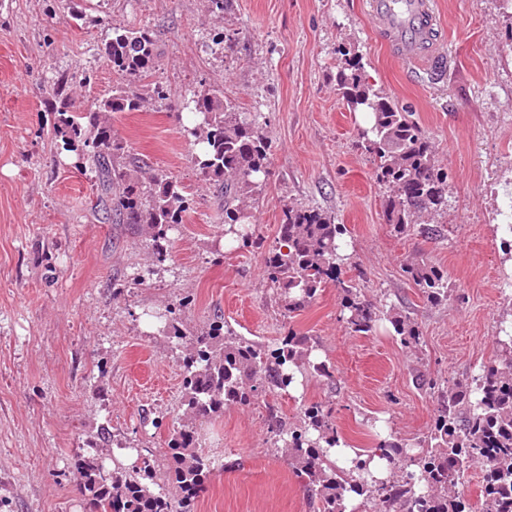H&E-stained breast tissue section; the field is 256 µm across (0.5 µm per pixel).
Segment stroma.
Instances as JSON below:
<instances>
[{"label": "stroma", "instance_id": "obj_1", "mask_svg": "<svg viewBox=\"0 0 512 512\" xmlns=\"http://www.w3.org/2000/svg\"><path fill=\"white\" fill-rule=\"evenodd\" d=\"M447 43L445 77L399 63L379 41L365 0H0V512H90L74 458L108 426L118 464L129 449L164 459L179 427L181 351L147 312L191 296L185 331L222 317L237 335L274 349L288 332L311 336L337 385L313 377L287 394H262L197 421L199 444L219 461L195 512H314L266 421L275 406L297 421L310 402L334 407L348 447L368 452L373 426L417 441L434 402L413 375L458 379L489 365L501 318L512 315V261L501 249V210L512 183V8L504 0H435ZM150 25L159 62L146 83L166 100L115 119L135 154L187 186L195 208L156 261L148 238L106 220L91 166L75 168L53 137L46 87L72 80L74 111L108 95L116 74L102 55L116 26ZM228 40L208 48L210 35ZM359 56L375 89L412 112L448 173L442 234L394 236L365 127L337 90L338 47ZM223 86L253 113L272 145L270 175L250 202L258 243L224 245V213L199 180L183 132L190 90ZM346 225L342 276L367 297L405 311L423 337L403 348L390 324L350 334L334 286L288 314L264 271L286 203ZM421 255L447 267V302H426L402 268Z\"/></svg>", "mask_w": 512, "mask_h": 512}]
</instances>
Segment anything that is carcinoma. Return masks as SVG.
Wrapping results in <instances>:
<instances>
[{"mask_svg":"<svg viewBox=\"0 0 512 512\" xmlns=\"http://www.w3.org/2000/svg\"><path fill=\"white\" fill-rule=\"evenodd\" d=\"M336 53L343 57L338 76L343 96L352 109L371 115L369 127L361 132L362 147L372 155L376 182L387 193L385 224L397 236H439L438 227L420 224L417 217L448 207V173L436 163L411 114L366 82L359 57L342 48ZM103 56L121 82L112 87V95L96 100L85 112L71 110L68 75L51 81L53 134L77 160L91 159L97 198L112 223L146 231L153 255L162 262L168 233L193 209L194 196L175 176L132 153L112 127L116 114L139 112L152 101L167 99L160 84L135 86L158 63L155 33L147 27H115ZM187 105L199 117L187 130L200 145L192 161L202 180L223 198L224 235L240 248L254 245L246 231L251 213L239 201L255 195L269 176L271 144L217 86L190 91ZM346 233L345 225L320 209L284 205L277 246L266 261L270 288L292 314L332 282L341 295L349 332L368 335L387 322L404 348L418 350L421 333L409 315L367 298L358 283L341 278V267L349 260L341 253ZM403 273L427 302L448 300V271L442 267L421 259L407 263ZM190 304L192 300L183 297L156 313L158 330L185 338L176 311ZM495 340L499 361L463 381L441 388L426 375H415L419 389L435 401L432 423L416 441V452L412 444L388 438L379 441L367 459L358 455L351 466L340 467L328 454V449L344 444L330 408L313 402L290 423L268 407L273 445L284 448L294 462L315 512H347L352 496L370 512H470L460 486L474 466L482 472L483 512H512V336ZM316 350L311 337L290 331L269 351L216 320L192 334L186 345L182 405L192 419L213 417L227 405L252 404L266 390L286 392L295 373L310 370L336 385L329 366L311 359ZM110 438L109 429L101 427L97 441L89 444L90 454L76 463L78 487L92 512H192L216 464L197 447L193 423L182 424L168 442L169 463L160 483L147 457L128 467L104 468L100 448ZM375 457L399 475L387 481L366 479L367 463Z\"/></svg>","mask_w":512,"mask_h":512,"instance_id":"obj_1","label":"carcinoma"}]
</instances>
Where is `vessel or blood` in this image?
<instances>
[{"mask_svg":"<svg viewBox=\"0 0 512 512\" xmlns=\"http://www.w3.org/2000/svg\"><path fill=\"white\" fill-rule=\"evenodd\" d=\"M366 10L399 60L425 59L435 70L444 65L434 0H366Z\"/></svg>","mask_w":512,"mask_h":512,"instance_id":"b4317fda","label":"vessel or blood"}]
</instances>
